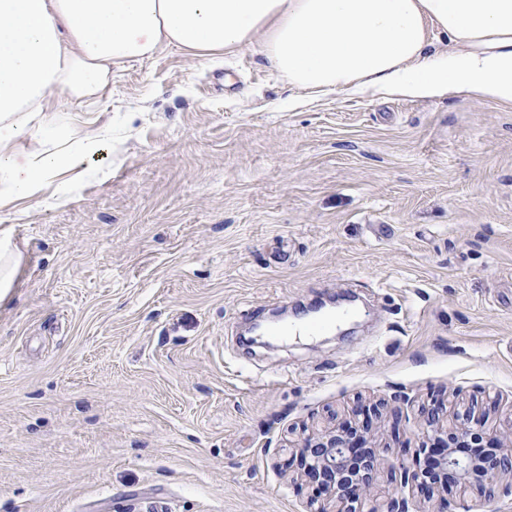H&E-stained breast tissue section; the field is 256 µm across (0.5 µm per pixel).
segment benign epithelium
<instances>
[{
  "instance_id": "obj_1",
  "label": "benign epithelium",
  "mask_w": 512,
  "mask_h": 512,
  "mask_svg": "<svg viewBox=\"0 0 512 512\" xmlns=\"http://www.w3.org/2000/svg\"><path fill=\"white\" fill-rule=\"evenodd\" d=\"M423 418L425 426L446 442V453L438 464V477L422 470L402 472L400 487L384 494L377 512H412V500L405 494L407 488H418L423 493L418 512H456V507L443 495L448 474L457 475L464 489L480 493L487 478L512 477V448L501 447L489 457L455 455L453 444L479 420L467 415L450 426L444 423V415L438 409L425 412ZM300 466L302 475L336 504V512H357L356 504L370 494L379 459L373 448L362 449L361 458H355L353 441L346 436L344 427L339 426L304 442L300 448Z\"/></svg>"
}]
</instances>
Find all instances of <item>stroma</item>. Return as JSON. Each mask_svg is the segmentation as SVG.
Returning <instances> with one entry per match:
<instances>
[{"label": "stroma", "mask_w": 512, "mask_h": 512, "mask_svg": "<svg viewBox=\"0 0 512 512\" xmlns=\"http://www.w3.org/2000/svg\"><path fill=\"white\" fill-rule=\"evenodd\" d=\"M51 106L102 150L0 207V512H317L307 436L367 425L380 493L434 406L512 440V104L312 94L253 46ZM350 298V334L249 341ZM486 487L448 499L512 512ZM0 300L13 288V270L18 263L19 254L10 246L7 235L0 232Z\"/></svg>", "instance_id": "stroma-1"}]
</instances>
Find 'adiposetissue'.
<instances>
[{
    "instance_id": "1",
    "label": "adipose tissue",
    "mask_w": 512,
    "mask_h": 512,
    "mask_svg": "<svg viewBox=\"0 0 512 512\" xmlns=\"http://www.w3.org/2000/svg\"><path fill=\"white\" fill-rule=\"evenodd\" d=\"M434 31L450 49L431 50ZM254 45L312 92L512 103V0H0V202L98 153L86 138L13 161L14 140L50 128L54 95L93 96L113 66L170 46L209 57Z\"/></svg>"
}]
</instances>
